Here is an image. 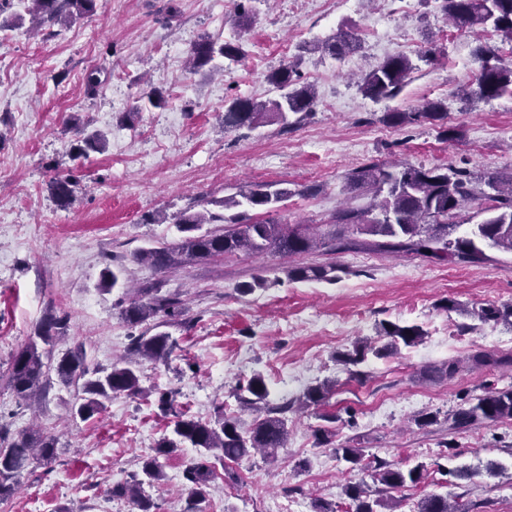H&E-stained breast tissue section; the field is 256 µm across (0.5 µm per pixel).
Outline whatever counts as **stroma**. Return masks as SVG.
I'll return each instance as SVG.
<instances>
[{
  "instance_id": "stroma-1",
  "label": "stroma",
  "mask_w": 512,
  "mask_h": 512,
  "mask_svg": "<svg viewBox=\"0 0 512 512\" xmlns=\"http://www.w3.org/2000/svg\"><path fill=\"white\" fill-rule=\"evenodd\" d=\"M177 13L167 17V3ZM247 0L252 24L239 31L226 0H99L89 17L32 33L22 0L18 19L0 32V424L31 426L58 437L60 451L48 465H32L0 512H137L114 485L138 473L144 458L170 434L154 399L121 395L106 410L81 421L69 413L72 395L52 384L38 407L27 406L6 386L13 353L27 344L49 314L67 317L65 352L85 348L93 361L112 365L128 353L139 328L119 316L126 288L159 281L183 302L181 324L170 332L178 347L168 363H143L141 385L174 391L196 418L217 411L252 423L241 411L238 381L263 374L271 403L294 404L288 445L275 459L235 464L237 481L216 477L206 512H318L319 505L346 512L347 485L368 480L332 447L363 449L367 458L394 468L426 464L415 486L377 494L393 512H418L429 493L447 495L462 512H512V419L452 429L449 414L469 407L485 388L512 389V368L468 366L487 350L512 355V328L485 324L468 311L512 304V253L487 250L484 260L437 264L417 255L364 248L343 253L325 247L294 257L243 253L198 260L164 271L132 262L138 249L174 244L175 218L205 209L248 184L287 183L293 195L258 218L312 224L321 239L345 206L364 207L369 195L350 191L348 170L378 162L465 167L475 174L512 169V96L466 103L463 86L475 73L473 49L501 51L512 64V44L491 28L460 31L434 0ZM356 33L357 52L336 59L317 49L339 28ZM241 41L245 56L215 58L189 70L192 45L204 35ZM433 38L438 61L420 64L393 102H375L356 80L387 56H416ZM296 62L313 84L317 103L294 128L263 124L228 128L224 110L236 96L269 97L264 76ZM98 69L97 94L86 74ZM166 104L149 107L147 89ZM427 100L447 104L442 121L404 127L383 122L388 108L404 111ZM460 136L446 139L443 129ZM99 132L103 152L75 158L80 133ZM75 180L68 207H59L48 184ZM123 264L122 284L98 289L106 264ZM342 267L335 283L292 281L291 265ZM265 287L242 292L253 277ZM459 310H447L448 301ZM416 325L425 336L387 358L368 357L361 377L337 362V352L362 338H376L382 322ZM455 359L451 379L429 376L432 366ZM336 383L323 409L298 410L303 393L324 380ZM333 422H325V415ZM434 423L420 425L421 415ZM329 428L332 444L317 431ZM196 457L185 447L161 457L165 474L144 493L156 512H182L188 487L182 475ZM500 464L502 473L490 470Z\"/></svg>"
}]
</instances>
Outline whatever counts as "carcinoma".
<instances>
[{
	"label": "carcinoma",
	"mask_w": 512,
	"mask_h": 512,
	"mask_svg": "<svg viewBox=\"0 0 512 512\" xmlns=\"http://www.w3.org/2000/svg\"><path fill=\"white\" fill-rule=\"evenodd\" d=\"M27 12L42 27L67 23L77 17L90 15L96 0H25ZM439 10L454 25L469 28L476 25L490 26L512 40V0H435ZM359 40L350 30L340 29L321 45V49L338 59L356 50ZM232 62L244 57L240 42L220 41L203 36L191 48V60L201 68L216 56ZM478 68L468 92L473 100H490L505 94L512 96V66L506 65L497 53L485 46L474 51ZM415 66L403 54L387 57L369 70L360 84L363 94L375 101L395 99L407 85ZM300 75L294 64L282 66L266 75V82L277 97L268 101L234 98L224 111V127H252L272 120L288 129L296 126L312 112L315 91L310 85L299 84ZM295 120H290V116ZM447 116L441 102H429L415 112L393 110L385 113L383 120L393 126L412 124L421 119L441 120ZM104 139L97 133L77 139L73 153L86 157L100 152ZM347 184L354 191L371 193L375 202L366 207L342 208L336 212L335 223L352 229L358 234L380 236L382 240L369 246L390 253H415L438 263L479 262L486 258L485 249L493 248L512 253V172H493L476 176L471 171L451 165H406L398 170L372 163L347 174ZM485 186L482 197L488 202L484 208L487 217L478 224L458 234L460 225L455 218L465 203L476 197L475 185ZM49 190L58 206L65 207L73 195V182L67 177H55ZM292 191L286 187L271 188L259 184L241 187L232 196L224 198L226 210L240 207L274 210L287 200ZM221 220L228 224L224 232L198 233L201 226ZM183 233L175 246L143 247L132 256V261L147 264L161 271L176 262H192L215 256L244 252L261 254L270 252L291 258L308 253L317 247V240L303 224H279L270 220L258 221L247 212L228 217L206 216L201 213H183L175 221ZM362 242L345 234L330 239V251L341 253L355 249ZM339 267L294 266L288 269L293 281H327L337 279ZM121 318L137 326L150 318L157 319L150 330L134 337L129 355L110 367L90 366L84 349L68 350L55 355L57 343L67 333V321L53 315L40 324L37 337L44 347L33 342L18 350L10 361L7 384L20 399L40 395L57 381L74 390L71 416L83 421L104 411L112 399L121 395H146L140 385L141 365L144 361L169 360L177 342L165 327L182 315L178 295L160 294V289H140V297L128 301L120 311ZM472 315L483 323H502L512 327V304L486 306L472 310ZM379 336L387 342L378 346L367 339L354 342L352 348L336 354L345 366L364 362L367 355L384 358L395 353L399 345L412 346L421 341L422 330L417 326H401L387 322L381 325ZM477 367L500 366L512 360L480 351L470 357ZM335 383L325 381L312 386L300 400L303 408L326 405ZM266 378L257 373L237 387L235 396L243 409L263 416L249 426L222 412L202 421L186 414L176 416L171 435L165 436L156 446V455L143 460L141 471L132 476V483L112 488V496L128 497L138 512H154L150 500L139 495L143 483H157L164 479L159 457L167 456L178 448L190 446L198 451L199 461L190 466L184 478L190 483V492L184 512H205L207 488L216 472V463L238 462L256 453L273 455L285 447L288 426L285 413L288 403L271 405ZM512 418V390L488 389L477 398V403L452 414L453 427L465 429L477 421L495 422ZM57 440L54 436L32 428L13 432L0 426V503L10 499L24 473L37 463H50L56 456ZM336 456L354 467L362 465L360 448L341 446L334 449ZM426 466L418 464L408 470L392 468L379 461L373 481L390 489L417 485L424 479ZM354 512H378L389 508L382 499L371 497L369 486L350 484L345 489ZM419 512H459L448 503L446 494H430L418 504Z\"/></svg>",
	"instance_id": "obj_1"
}]
</instances>
